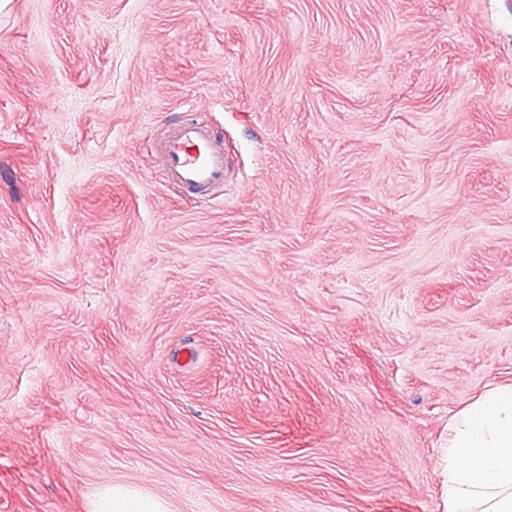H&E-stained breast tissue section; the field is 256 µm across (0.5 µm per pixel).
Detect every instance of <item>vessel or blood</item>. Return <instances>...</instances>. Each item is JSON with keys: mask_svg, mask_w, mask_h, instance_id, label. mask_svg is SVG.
<instances>
[{"mask_svg": "<svg viewBox=\"0 0 512 512\" xmlns=\"http://www.w3.org/2000/svg\"><path fill=\"white\" fill-rule=\"evenodd\" d=\"M157 152L163 179L198 201L223 187L230 172L223 139L192 119L170 126Z\"/></svg>", "mask_w": 512, "mask_h": 512, "instance_id": "vessel-or-blood-1", "label": "vessel or blood"}]
</instances>
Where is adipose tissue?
I'll list each match as a JSON object with an SVG mask.
<instances>
[{"label": "adipose tissue", "instance_id": "ef3b65f1", "mask_svg": "<svg viewBox=\"0 0 512 512\" xmlns=\"http://www.w3.org/2000/svg\"><path fill=\"white\" fill-rule=\"evenodd\" d=\"M447 498L448 512H512V383L449 422Z\"/></svg>", "mask_w": 512, "mask_h": 512}]
</instances>
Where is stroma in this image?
I'll return each instance as SVG.
<instances>
[{
  "label": "stroma",
  "mask_w": 512,
  "mask_h": 512,
  "mask_svg": "<svg viewBox=\"0 0 512 512\" xmlns=\"http://www.w3.org/2000/svg\"><path fill=\"white\" fill-rule=\"evenodd\" d=\"M232 158L205 202L149 139ZM512 383V0H12L0 512H447ZM157 152L163 179L198 201L223 187L230 172L224 139L192 119L170 126ZM99 512H166L160 501L121 487H112Z\"/></svg>",
  "instance_id": "1"
}]
</instances>
